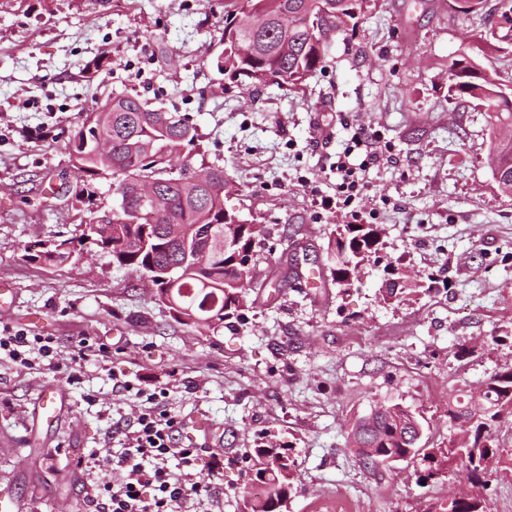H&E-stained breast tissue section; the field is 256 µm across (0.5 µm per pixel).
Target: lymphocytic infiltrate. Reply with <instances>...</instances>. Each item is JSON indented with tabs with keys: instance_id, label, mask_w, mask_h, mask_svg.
<instances>
[{
	"instance_id": "1",
	"label": "lymphocytic infiltrate",
	"mask_w": 512,
	"mask_h": 512,
	"mask_svg": "<svg viewBox=\"0 0 512 512\" xmlns=\"http://www.w3.org/2000/svg\"><path fill=\"white\" fill-rule=\"evenodd\" d=\"M383 158L372 136L356 129L331 167L336 193L322 198L323 209L347 212L357 221L365 215L377 219L378 210L364 214L359 204L369 190L367 170ZM0 360L27 370H52L64 374L70 383L79 380L86 364H100L107 367L116 386L135 393L138 411L132 420L113 429L111 448L80 462L87 474L82 491L90 512H197L201 506L217 505L223 452L185 436V423L170 406L169 389L134 387L125 369L113 365L108 346L80 339L64 363L54 337L6 327L0 328Z\"/></svg>"
}]
</instances>
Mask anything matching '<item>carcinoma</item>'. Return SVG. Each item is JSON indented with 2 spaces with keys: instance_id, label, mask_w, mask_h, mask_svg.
<instances>
[{
  "instance_id": "1",
  "label": "carcinoma",
  "mask_w": 512,
  "mask_h": 512,
  "mask_svg": "<svg viewBox=\"0 0 512 512\" xmlns=\"http://www.w3.org/2000/svg\"><path fill=\"white\" fill-rule=\"evenodd\" d=\"M368 0H234L233 9L224 19L221 42L224 49L211 64L232 83L247 81L259 91L305 87L309 77L324 68L327 52L326 31L344 29L359 18ZM484 25H512V0H503L499 15L487 14ZM472 67L453 60L448 66L449 92L460 99L483 102L491 124L512 127V96L480 81ZM112 111L96 110L84 115L81 125L70 136L67 150L75 168L74 198L93 203L88 186L109 177L123 185L121 206L110 213L88 208L86 224L105 225L107 237L94 235L101 250L112 256L121 268L142 273L154 263L177 265L179 273L173 284L163 286L180 308L176 320L186 326H199L190 320L194 314L222 324L229 319L244 322L248 291L254 287L252 257L255 241L249 229L238 224L239 216L224 208L221 195L226 183L224 169L200 165L206 170L203 183L191 180L193 168L184 160L174 166V159L184 149L197 148L198 129L190 118L150 106L140 96L130 93L111 97ZM497 168L493 177L499 189L512 194V137L497 141ZM158 183L164 200L161 212L142 203L138 187L146 179ZM185 224L193 229L190 239L203 237L212 241L206 268L191 270L185 263L182 244L166 238L163 226ZM383 250V232L378 224H343L328 244V257L339 259L333 280L340 288L350 285L351 268L373 261L378 263ZM27 259L45 266L78 264L71 238H60L53 248ZM384 272L382 292L393 300L408 285L395 264L389 262ZM372 419L359 418L350 435L361 460L373 465L399 455L413 458L423 455L429 463L426 477L434 478L443 470L462 465L474 486L484 485V475L501 467L512 473V453L494 437V428L505 414H512V367L489 377L479 405L471 395L461 393L448 404L452 422L471 420L470 441L446 448L417 446L421 422L415 413L399 405H379L371 410ZM254 469L262 476L264 500L250 504L251 512H277L288 499L296 475L295 460L289 449H254ZM429 512H488L486 499L479 493L467 501L445 507L436 502Z\"/></svg>"
}]
</instances>
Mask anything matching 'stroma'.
I'll return each mask as SVG.
<instances>
[{
    "instance_id": "35a3bbf8",
    "label": "stroma",
    "mask_w": 512,
    "mask_h": 512,
    "mask_svg": "<svg viewBox=\"0 0 512 512\" xmlns=\"http://www.w3.org/2000/svg\"><path fill=\"white\" fill-rule=\"evenodd\" d=\"M370 3L355 29L329 37L305 91L258 92L210 63L230 0H0V278L19 290L0 323L54 337L64 359L79 339L106 344L129 380L173 385L187 428L223 424L222 512H246L253 450L270 442L296 459L282 512H427L469 489L465 471L423 482L419 457L362 464L351 425L397 403L420 419L423 447L447 446L449 398L512 366V195L492 177L484 106L448 94V64L464 53L483 82L512 90V34L487 38L452 0ZM100 56L111 69L90 75ZM114 91L187 114L200 137L193 164L223 167L225 206L261 225L245 325L178 323L84 237L66 145ZM356 124L391 147L368 172L362 210L379 209L388 256L434 279L397 300L382 299L371 265L353 271L350 291L336 287L327 243L345 218L312 197L334 194L324 172ZM61 234L81 262L27 261ZM52 383L69 406L48 439L30 433L29 409ZM136 410L101 367L69 386L0 360V491L30 512H85L86 474L68 472L69 456L104 448Z\"/></svg>"
}]
</instances>
